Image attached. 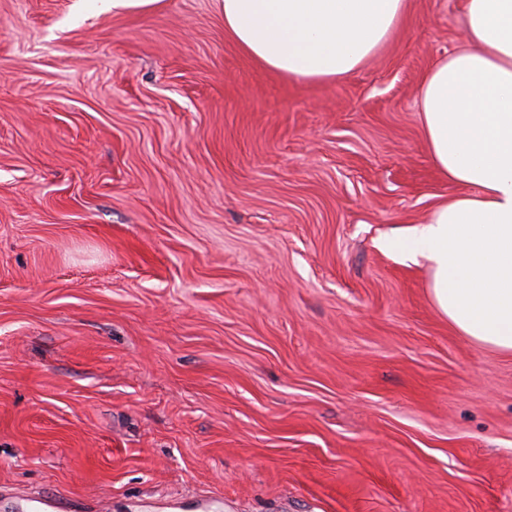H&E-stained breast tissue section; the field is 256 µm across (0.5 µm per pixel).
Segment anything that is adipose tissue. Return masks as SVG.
Listing matches in <instances>:
<instances>
[{
    "instance_id": "1",
    "label": "adipose tissue",
    "mask_w": 512,
    "mask_h": 512,
    "mask_svg": "<svg viewBox=\"0 0 512 512\" xmlns=\"http://www.w3.org/2000/svg\"><path fill=\"white\" fill-rule=\"evenodd\" d=\"M227 38L260 67L305 82L359 70L408 0H217ZM464 47L421 79L428 153L460 194L383 239L426 261L436 310L462 335L512 352V0H467Z\"/></svg>"
}]
</instances>
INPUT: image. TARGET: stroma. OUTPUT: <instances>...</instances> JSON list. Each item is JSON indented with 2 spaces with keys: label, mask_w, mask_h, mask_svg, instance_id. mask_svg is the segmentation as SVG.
I'll list each match as a JSON object with an SVG mask.
<instances>
[{
  "label": "stroma",
  "mask_w": 512,
  "mask_h": 512,
  "mask_svg": "<svg viewBox=\"0 0 512 512\" xmlns=\"http://www.w3.org/2000/svg\"><path fill=\"white\" fill-rule=\"evenodd\" d=\"M464 3L305 83L214 0H0V512H512V354L379 246L462 191Z\"/></svg>",
  "instance_id": "obj_1"
}]
</instances>
